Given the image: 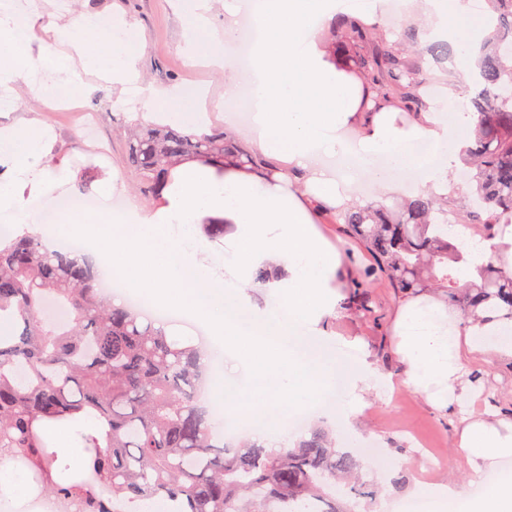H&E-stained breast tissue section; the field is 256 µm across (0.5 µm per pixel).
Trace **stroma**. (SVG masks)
Returning a JSON list of instances; mask_svg holds the SVG:
<instances>
[{
    "label": "stroma",
    "instance_id": "obj_1",
    "mask_svg": "<svg viewBox=\"0 0 512 512\" xmlns=\"http://www.w3.org/2000/svg\"><path fill=\"white\" fill-rule=\"evenodd\" d=\"M70 10L99 13L109 18L120 15L135 22L139 39L136 49L144 82L159 88L178 86L183 89L202 88L212 107L210 125L224 124V113L217 103L224 96V76L186 63L179 46L183 24L176 13L173 0H70ZM89 90L80 94L77 108L42 111L40 103L26 94L13 97L12 105L0 109V124H6L28 113H35L51 130L55 140L47 162L52 166L68 163L75 172V181L46 194L33 196L32 204L40 212L51 211L57 199L81 192L82 178H90L92 191H100L112 177H119L126 190H133L139 177L125 161L126 143L117 131L120 122H133L134 109L127 102L117 101L110 83L98 76L84 78ZM94 113L98 136L84 138L79 130V114ZM317 227L322 235L341 254L342 286H349V275L355 264L367 262L363 247L348 237L341 225L328 223L319 216ZM371 294L378 304L372 318L334 306L323 320L326 332L323 339L305 336L297 344L304 353L322 342L327 352L344 361L367 365L376 373L395 377L394 386L363 393L361 404L350 419L349 428L336 424L343 386L328 392L329 409L315 411L300 425L285 423V437L297 439L308 435L318 424L332 427L336 444L349 446L350 435L359 436L363 445L354 449L361 462L365 482L378 494L372 500L373 512H385L387 504L404 501L414 485L429 486L452 482L467 486L469 473L465 454L458 441V421L462 413L512 418V361H496L477 354L471 367L481 374L483 389L479 397L465 407H451L448 412L433 409L426 398L400 382L402 365L396 353L394 314L403 298L387 283H375Z\"/></svg>",
    "mask_w": 512,
    "mask_h": 512
}]
</instances>
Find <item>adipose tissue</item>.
Returning a JSON list of instances; mask_svg holds the SVG:
<instances>
[{
  "instance_id": "obj_1",
  "label": "adipose tissue",
  "mask_w": 512,
  "mask_h": 512,
  "mask_svg": "<svg viewBox=\"0 0 512 512\" xmlns=\"http://www.w3.org/2000/svg\"><path fill=\"white\" fill-rule=\"evenodd\" d=\"M178 6L191 19L185 33L189 60H204L223 73L225 100L245 96L253 104L248 152L287 161L288 170L259 175L247 166L221 169L190 161L172 170L150 205L130 195L116 211L69 213L38 230L49 240L83 235L89 262L111 269L153 302L205 324L220 347L249 369L246 385L224 397L226 417L260 420L273 412L284 421L310 410L337 382L353 394L372 380L350 375L333 358L296 357L281 346L284 339L317 331L340 298L341 256L317 229L315 214L367 204L321 157L344 147L358 172L370 174L384 193L402 191L395 174L411 168L415 189L448 195V173L459 151L456 127L464 120L462 97L443 92L429 111L409 118L400 105L375 106L368 89L348 72L339 48L320 37L339 12L337 0H252L257 37L245 66L233 47L240 0L225 6L220 35L205 14L207 0H178ZM403 6L405 14L423 16L431 34L446 37L460 56L484 32L469 0H403ZM90 32L96 41L87 40ZM134 32L125 18L107 23L83 11L47 23L35 11L19 18L2 15L0 88L30 93L49 110L59 105L58 90L81 86L88 72L125 88L141 77ZM204 109V100L177 86L141 89L146 121H174L197 132ZM52 148L49 130L37 119L20 117L0 126V215L13 230L22 228L26 188L49 189L72 177L70 169L45 166ZM293 168L304 172L302 187L292 182ZM204 224L223 225V254L210 253L200 231ZM263 268L270 275L267 289L278 296L270 312L246 293ZM394 331L405 385L440 411L481 390L470 369L472 354L512 359L507 324H460L440 296L406 298ZM458 437L474 480L490 472L497 478L483 483L475 497L448 482L433 486L434 512H446L452 503L460 512H512V420L470 416Z\"/></svg>"
}]
</instances>
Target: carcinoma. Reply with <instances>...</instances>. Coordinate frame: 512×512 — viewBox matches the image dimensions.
I'll use <instances>...</instances> for the list:
<instances>
[{"instance_id":"1","label":"carcinoma","mask_w":512,"mask_h":512,"mask_svg":"<svg viewBox=\"0 0 512 512\" xmlns=\"http://www.w3.org/2000/svg\"><path fill=\"white\" fill-rule=\"evenodd\" d=\"M487 3L471 124L459 152L470 192L450 200L427 189L391 207L338 212L333 223L345 225L373 258L355 271L348 310L372 313L368 286L384 278L400 294L448 295L466 320L480 311L494 321L512 319V273L429 232L452 213L460 224L481 225L489 240L512 217V0ZM331 36L347 47L346 67L376 102L396 101L411 112L424 107L413 29L390 43L381 25L340 17ZM187 160L270 171L222 129L198 135L178 125L138 124L128 132L126 162L148 202ZM49 296L66 304L67 322L51 315ZM0 317L15 325L12 335H0V461L28 459L41 488L80 512H134L132 505L153 500L168 503L170 512H356L360 503L340 502L326 490L336 479L357 499L371 495L359 461L337 450L324 428L279 451L249 440L233 450L216 445L220 410L200 407L196 397L207 350L171 340L164 320L106 301L99 275L78 252L50 250L39 233L0 244ZM77 416L99 423L84 437L83 467L108 497L70 475V464L49 446V425Z\"/></svg>"}]
</instances>
